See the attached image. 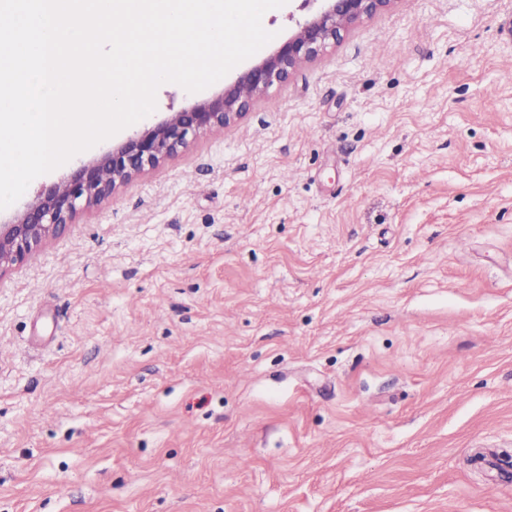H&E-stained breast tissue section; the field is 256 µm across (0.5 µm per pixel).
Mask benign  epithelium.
<instances>
[{"label":"benign epithelium","mask_w":512,"mask_h":512,"mask_svg":"<svg viewBox=\"0 0 512 512\" xmlns=\"http://www.w3.org/2000/svg\"><path fill=\"white\" fill-rule=\"evenodd\" d=\"M320 9L297 24L295 32L261 62L224 88L222 96L190 109L169 113L146 126L99 161L41 192L11 224L0 225V271L22 263L49 235L71 223L83 208L110 197L116 188L188 145L198 135L224 129L249 109L270 87L316 58L341 32L389 6L392 0H301Z\"/></svg>","instance_id":"benign-epithelium-1"}]
</instances>
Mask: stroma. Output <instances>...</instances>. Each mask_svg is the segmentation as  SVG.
<instances>
[{
    "label": "stroma",
    "mask_w": 512,
    "mask_h": 512,
    "mask_svg": "<svg viewBox=\"0 0 512 512\" xmlns=\"http://www.w3.org/2000/svg\"><path fill=\"white\" fill-rule=\"evenodd\" d=\"M0 512H512V0H394L0 275Z\"/></svg>",
    "instance_id": "stroma-1"
}]
</instances>
